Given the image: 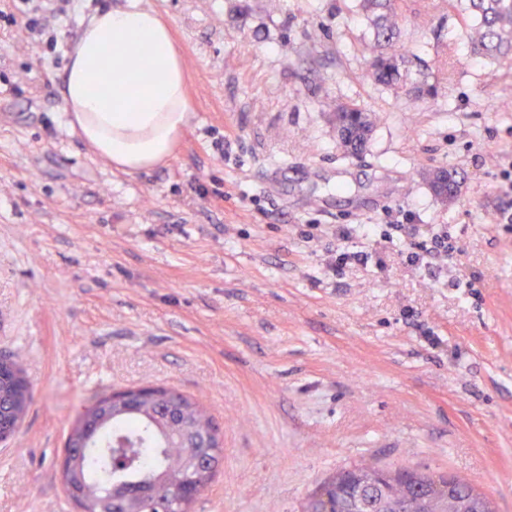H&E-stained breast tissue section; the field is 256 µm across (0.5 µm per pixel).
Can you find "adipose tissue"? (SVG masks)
Masks as SVG:
<instances>
[{"label":"adipose tissue","mask_w":512,"mask_h":512,"mask_svg":"<svg viewBox=\"0 0 512 512\" xmlns=\"http://www.w3.org/2000/svg\"><path fill=\"white\" fill-rule=\"evenodd\" d=\"M130 47L150 61V79L129 66ZM63 104L71 129L116 170L130 174L167 161L191 117L167 25L142 0L95 14L72 44Z\"/></svg>","instance_id":"obj_1"}]
</instances>
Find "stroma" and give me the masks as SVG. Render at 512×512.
I'll list each match as a JSON object with an SVG mask.
<instances>
[{"mask_svg": "<svg viewBox=\"0 0 512 512\" xmlns=\"http://www.w3.org/2000/svg\"><path fill=\"white\" fill-rule=\"evenodd\" d=\"M0 0V352L33 395L0 443V512H76L60 480L77 413L147 384L196 398L224 458L193 512H305L336 470L451 472L512 512V73L476 57L446 0H395L418 97L367 76L359 0H145L185 64L191 118L167 164L127 174L74 133L71 39L118 0ZM375 120L345 155L332 113ZM233 141L230 159L213 143ZM445 168L453 202L428 184ZM221 190L224 200L213 197ZM340 224H444L461 249L327 272ZM479 271V287H455Z\"/></svg>", "mask_w": 512, "mask_h": 512, "instance_id": "obj_1", "label": "stroma"}]
</instances>
